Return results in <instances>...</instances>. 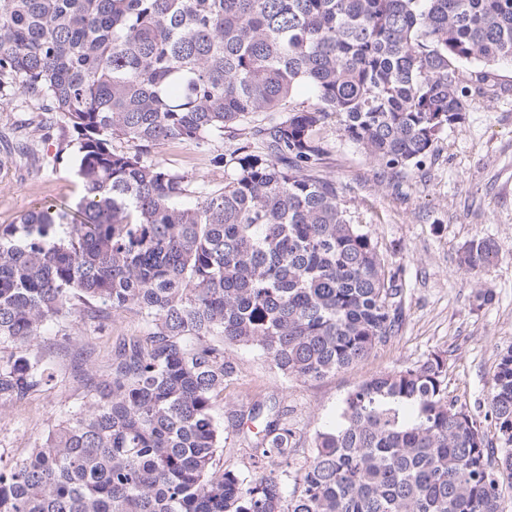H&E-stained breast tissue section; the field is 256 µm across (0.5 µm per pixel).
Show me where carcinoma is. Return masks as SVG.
Returning <instances> with one entry per match:
<instances>
[{
	"mask_svg": "<svg viewBox=\"0 0 512 512\" xmlns=\"http://www.w3.org/2000/svg\"><path fill=\"white\" fill-rule=\"evenodd\" d=\"M505 61L512 0H0V77L45 101L83 190L0 226V411L54 381L49 328L140 321L87 372L84 405L0 465V512H500L512 349L488 397L499 449L435 354L348 393L296 469L295 431L265 400L235 414L255 427L250 475L215 457L238 375L224 345L317 380L399 330L396 273L322 174L329 122L391 175L418 169ZM301 87L313 105L293 106ZM230 129L260 146L215 157L220 189L152 155ZM501 253L479 237L459 255L483 305L478 274Z\"/></svg>",
	"mask_w": 512,
	"mask_h": 512,
	"instance_id": "cac0c4a2",
	"label": "carcinoma"
}]
</instances>
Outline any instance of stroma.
<instances>
[{"label": "stroma", "mask_w": 512, "mask_h": 512, "mask_svg": "<svg viewBox=\"0 0 512 512\" xmlns=\"http://www.w3.org/2000/svg\"><path fill=\"white\" fill-rule=\"evenodd\" d=\"M496 75V95L475 99L464 122L440 134L425 166L393 183L382 179L378 166L335 127H328L330 155L324 171L341 184L344 208L363 224L388 268L397 272L402 323L368 359L318 380L283 376L259 348L225 346L239 372L225 391L218 467L250 470L251 444L234 427L235 411L248 403L279 401L296 428L294 446L302 460L315 433L336 419L344 398L358 384L435 354L446 359L449 396L477 420L490 443H497L487 411L497 356L512 347V67L498 66ZM10 94V88L0 89V225L18 223L36 204L72 203L80 195L75 157L60 153L57 129H43L34 137L36 159L13 151L41 103L5 104ZM243 140V135L228 133L206 148L167 143L155 154L166 167L218 188L226 171L215 155L232 153ZM476 236L493 238L503 248L499 261L480 274L495 297L486 307L478 306L469 276L457 265L459 249ZM138 326L137 317L124 313L112 315L102 332L86 319L46 331L43 343L56 381L24 404L0 412V462L26 458L34 439L81 403L84 374L104 373L115 338Z\"/></svg>", "instance_id": "stroma-1"}]
</instances>
